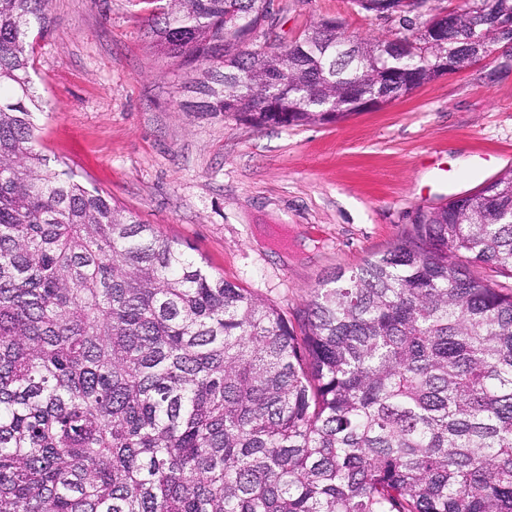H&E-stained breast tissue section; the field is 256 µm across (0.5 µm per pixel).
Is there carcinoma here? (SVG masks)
<instances>
[{
	"mask_svg": "<svg viewBox=\"0 0 512 512\" xmlns=\"http://www.w3.org/2000/svg\"><path fill=\"white\" fill-rule=\"evenodd\" d=\"M464 0L403 58L328 21L245 40L263 0H163L152 47L195 112L338 122L412 94L512 0ZM402 37L421 42L402 3ZM49 0H0V512H512V170L418 211L290 320L36 148ZM341 112H327L328 106Z\"/></svg>",
	"mask_w": 512,
	"mask_h": 512,
	"instance_id": "obj_1",
	"label": "carcinoma"
}]
</instances>
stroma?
<instances>
[{
  "label": "stroma",
  "mask_w": 512,
  "mask_h": 512,
  "mask_svg": "<svg viewBox=\"0 0 512 512\" xmlns=\"http://www.w3.org/2000/svg\"><path fill=\"white\" fill-rule=\"evenodd\" d=\"M274 5L268 26L285 42L328 19L361 37L398 29L353 0ZM154 9L153 0H49L51 31L36 39L30 71L44 110L37 148L286 315L401 240L419 208L512 168V57L339 122L255 127L181 107L193 71L152 48Z\"/></svg>",
  "instance_id": "stroma-1"
}]
</instances>
